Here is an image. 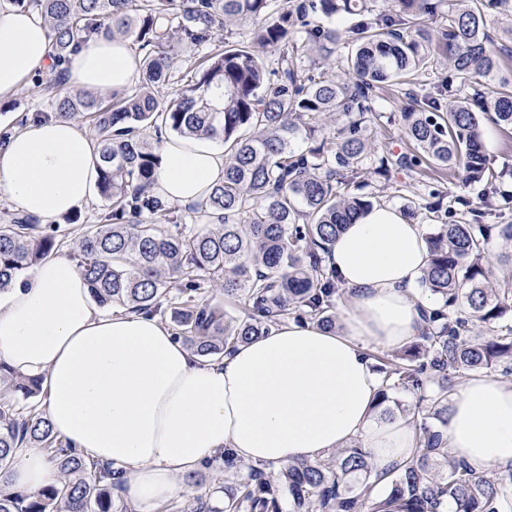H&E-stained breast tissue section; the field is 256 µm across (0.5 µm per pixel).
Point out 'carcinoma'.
<instances>
[{
	"label": "carcinoma",
	"instance_id": "obj_1",
	"mask_svg": "<svg viewBox=\"0 0 512 512\" xmlns=\"http://www.w3.org/2000/svg\"><path fill=\"white\" fill-rule=\"evenodd\" d=\"M35 10L52 31L51 56L59 71L34 88L51 99L52 116L88 121L98 143L97 192L107 212L101 224L78 228L77 267L101 307L170 321L175 339L198 355L224 356L233 344L264 335L293 317L336 327L343 289L324 264V253L346 225L372 206L351 193L374 155L372 127L384 117L372 101L382 85L408 87L400 126L421 155L378 159L375 173L389 180L420 161L453 172L462 185L498 193L487 163L480 125L512 130V71L501 69L486 13L512 9V0H395V14H376L379 0H11ZM447 10H442L443 4ZM446 26L437 30L433 20ZM250 24L247 43L224 39L199 63L195 80L164 102L154 88L173 77L175 50L195 48L230 25ZM130 39L145 50L140 88L112 96L71 94L62 71L70 55L100 32ZM444 45L448 78L434 93L412 89L420 72L437 65ZM278 53L268 69L264 54ZM345 52L341 78L329 73ZM217 90L224 108L204 95ZM342 126L332 146L330 127ZM224 142V180L203 207L184 210L146 192L160 164L144 141L146 130ZM304 138L310 146L293 147ZM436 186L423 208L447 215L428 236L426 292L442 305L425 316L417 340L375 356L382 386L381 418L390 393L415 394L404 415L423 420L411 459L380 477L362 446L354 444L315 462L289 464L274 474L270 463L245 464L226 450L223 504L202 502L190 512H282L288 492L294 512H509L512 473L494 478L448 455V406L471 374L500 368L512 374V274L495 278L492 264L512 269V224H490L491 213L444 206ZM206 220L187 224L184 213ZM168 224V228L161 224ZM501 243L493 258L492 237ZM68 234L55 224L4 213L0 220V292L15 272L59 250ZM218 290L244 318L205 298ZM38 379L0 362V512H132L115 501L120 481L88 464L54 435L37 397ZM46 449L60 479L34 495L9 484L18 453Z\"/></svg>",
	"mask_w": 512,
	"mask_h": 512
}]
</instances>
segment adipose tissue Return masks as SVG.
<instances>
[{"instance_id": "1", "label": "adipose tissue", "mask_w": 512, "mask_h": 512, "mask_svg": "<svg viewBox=\"0 0 512 512\" xmlns=\"http://www.w3.org/2000/svg\"><path fill=\"white\" fill-rule=\"evenodd\" d=\"M51 30L0 0V101L49 72ZM141 56L98 34L72 54L65 86L107 97L137 79ZM149 193L175 206L206 201L224 178V143L169 138ZM93 138L73 119L31 121L0 147V193L39 223L89 202L98 180ZM422 225L377 204L325 253L346 291L335 330L288 319L221 359L199 356L158 318L96 307L74 261L58 257L16 274L0 293V361L39 378L57 437L122 480L136 512L180 492V477L230 448L245 461H313L360 442L377 472L403 466L416 423L376 417L380 375L370 347L419 336L429 265ZM448 451L480 472L512 468V381L482 373L453 395ZM58 470L41 448L19 454L12 487L31 494Z\"/></svg>"}]
</instances>
